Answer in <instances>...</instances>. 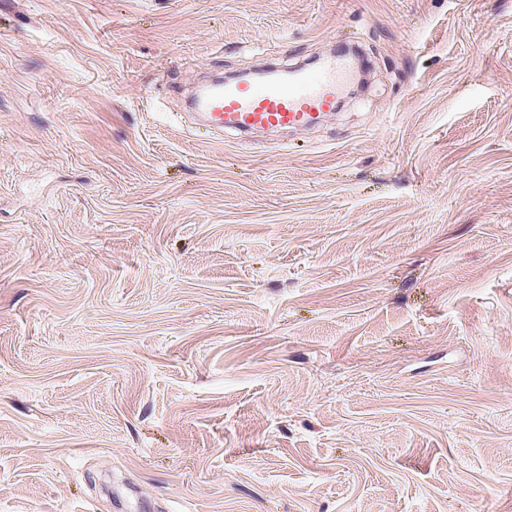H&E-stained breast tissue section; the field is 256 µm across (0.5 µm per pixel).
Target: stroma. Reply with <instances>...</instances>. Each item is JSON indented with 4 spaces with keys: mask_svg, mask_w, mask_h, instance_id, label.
<instances>
[{
    "mask_svg": "<svg viewBox=\"0 0 512 512\" xmlns=\"http://www.w3.org/2000/svg\"><path fill=\"white\" fill-rule=\"evenodd\" d=\"M0 512H512V0H0ZM352 77L342 59L331 57L310 68L271 70L259 79L221 81L201 91L195 107L209 131L304 129L336 112Z\"/></svg>",
    "mask_w": 512,
    "mask_h": 512,
    "instance_id": "35a3bbf8",
    "label": "stroma"
}]
</instances>
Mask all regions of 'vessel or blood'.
Returning <instances> with one entry per match:
<instances>
[{
	"label": "vessel or blood",
	"instance_id": "obj_1",
	"mask_svg": "<svg viewBox=\"0 0 512 512\" xmlns=\"http://www.w3.org/2000/svg\"><path fill=\"white\" fill-rule=\"evenodd\" d=\"M352 77L342 59L331 57L310 68L216 84L198 94L195 107L213 131L304 129L336 110Z\"/></svg>",
	"mask_w": 512,
	"mask_h": 512
}]
</instances>
